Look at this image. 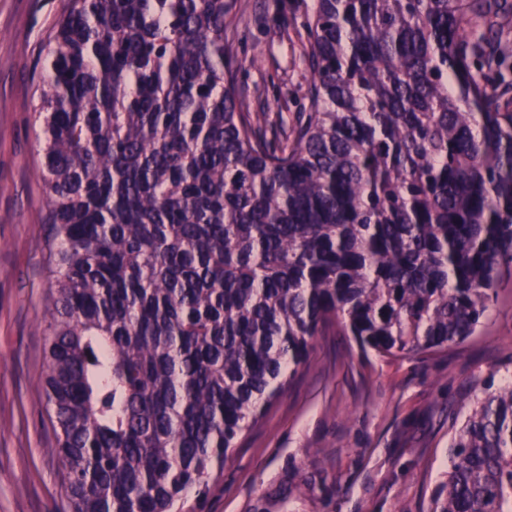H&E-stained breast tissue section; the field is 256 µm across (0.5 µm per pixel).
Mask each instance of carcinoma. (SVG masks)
<instances>
[{
  "label": "carcinoma",
  "instance_id": "1",
  "mask_svg": "<svg viewBox=\"0 0 512 512\" xmlns=\"http://www.w3.org/2000/svg\"><path fill=\"white\" fill-rule=\"evenodd\" d=\"M237 0H69L39 85L56 295L38 390L71 512H177L331 325L444 352L512 271L509 0H315L309 112L238 104ZM439 512H512V387Z\"/></svg>",
  "mask_w": 512,
  "mask_h": 512
}]
</instances>
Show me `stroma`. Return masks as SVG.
I'll use <instances>...</instances> for the list:
<instances>
[{"label": "stroma", "instance_id": "35a3bbf8", "mask_svg": "<svg viewBox=\"0 0 512 512\" xmlns=\"http://www.w3.org/2000/svg\"><path fill=\"white\" fill-rule=\"evenodd\" d=\"M68 0H0V512H69L55 432L37 386L55 284L33 109ZM234 92L295 122L311 74L300 36L312 0H238ZM512 381V277L474 336L433 357L361 352L333 327L287 379L223 470L182 512H433L470 400Z\"/></svg>", "mask_w": 512, "mask_h": 512}]
</instances>
